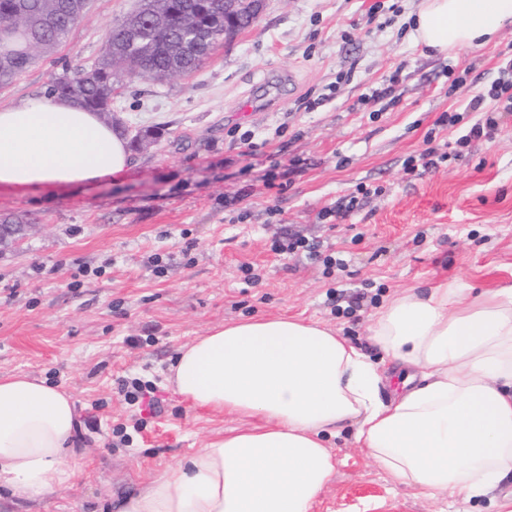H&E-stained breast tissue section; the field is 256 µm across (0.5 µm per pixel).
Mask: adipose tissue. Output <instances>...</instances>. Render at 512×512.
I'll return each mask as SVG.
<instances>
[{"mask_svg":"<svg viewBox=\"0 0 512 512\" xmlns=\"http://www.w3.org/2000/svg\"><path fill=\"white\" fill-rule=\"evenodd\" d=\"M508 23L512 0H425L414 34L445 54L488 44ZM129 165L124 137L74 100L0 108V188H79ZM369 330L382 362L300 318L223 324L182 347L177 392L258 424L210 440L121 512H311L336 471L325 438L347 424L379 468L427 497L468 500L512 481V285L466 302L448 284L407 292ZM387 363L402 375L386 399ZM76 430L67 391L0 375V489L56 494Z\"/></svg>","mask_w":512,"mask_h":512,"instance_id":"adipose-tissue-1","label":"adipose tissue"}]
</instances>
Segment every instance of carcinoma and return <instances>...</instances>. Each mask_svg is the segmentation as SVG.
Instances as JSON below:
<instances>
[{
  "mask_svg": "<svg viewBox=\"0 0 512 512\" xmlns=\"http://www.w3.org/2000/svg\"><path fill=\"white\" fill-rule=\"evenodd\" d=\"M86 5L80 0H0V88L66 42ZM251 0L239 4L237 27L255 23ZM224 41V0H140L112 27L108 49L94 66L67 71L45 93L109 115L123 77L163 82L202 67Z\"/></svg>",
  "mask_w": 512,
  "mask_h": 512,
  "instance_id": "cac0c4a2",
  "label": "carcinoma"
}]
</instances>
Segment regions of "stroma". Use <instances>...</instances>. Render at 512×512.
I'll use <instances>...</instances> for the list:
<instances>
[{
    "label": "stroma",
    "instance_id": "1",
    "mask_svg": "<svg viewBox=\"0 0 512 512\" xmlns=\"http://www.w3.org/2000/svg\"><path fill=\"white\" fill-rule=\"evenodd\" d=\"M266 0L256 24L187 77L124 79L112 120L152 130L121 179L53 199L0 189V221L29 224L0 251V374L24 373L71 394L80 427L74 474L56 494L0 489V512H115L119 501L244 423L192 408L166 377L180 349L211 329L257 317L309 318L372 358V317L406 290L441 283L480 291L512 284V112L459 159L407 173L429 147L448 151L480 118L512 25L496 42L439 55L418 44L422 0ZM138 0H88L57 60L40 59L0 89V107L41 95L65 68H87ZM400 81L392 99L370 88ZM454 125L439 124L443 113ZM269 189L246 196L250 184ZM372 196L344 217L320 212ZM331 246L326 272L273 239ZM161 257L163 274L149 261ZM260 280L244 283L241 265ZM153 385L159 408L131 404L120 378ZM336 475L312 512H498L512 485L466 502L394 482L345 427L329 437Z\"/></svg>",
    "mask_w": 512,
    "mask_h": 512
}]
</instances>
